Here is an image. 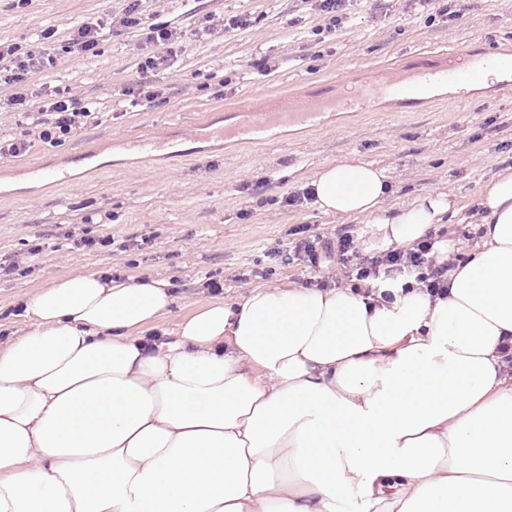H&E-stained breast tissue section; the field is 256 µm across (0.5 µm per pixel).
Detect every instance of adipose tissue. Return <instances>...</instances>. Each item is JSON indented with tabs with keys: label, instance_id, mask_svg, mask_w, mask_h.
I'll return each instance as SVG.
<instances>
[{
	"label": "adipose tissue",
	"instance_id": "1",
	"mask_svg": "<svg viewBox=\"0 0 512 512\" xmlns=\"http://www.w3.org/2000/svg\"><path fill=\"white\" fill-rule=\"evenodd\" d=\"M312 186L388 245L456 209L387 205L361 161ZM477 205L481 243L442 295L402 276L255 288L170 330L151 276L29 294L0 345V512H512V173Z\"/></svg>",
	"mask_w": 512,
	"mask_h": 512
}]
</instances>
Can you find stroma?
Segmentation results:
<instances>
[{"instance_id":"35a3bbf8","label":"stroma","mask_w":512,"mask_h":512,"mask_svg":"<svg viewBox=\"0 0 512 512\" xmlns=\"http://www.w3.org/2000/svg\"><path fill=\"white\" fill-rule=\"evenodd\" d=\"M122 0H0V44L28 47L42 29L52 65L32 71L19 90L30 111L47 93L69 91L98 102L101 114L61 144L31 133L25 114L7 111L17 88L0 85V138L27 136L31 146L0 174V308L72 274L149 275L170 284L176 303L167 325L213 299L252 288L313 282L293 257L306 237L357 236L362 256L383 246L366 218L330 216L312 202L287 205L320 169L363 161L390 178L389 204L426 191L455 197L458 212L432 238L466 256L480 242L476 201L497 174L512 169V84L478 86L468 96L445 92L402 107L385 97L377 109L328 111L323 128L273 130L260 145L185 140L194 124H234L243 100L268 106L317 81L384 76L417 66L421 53L497 47L512 56V0H448L441 15L430 0H349L346 16L326 30L314 0H142L141 25L113 24ZM228 20L225 29L208 17ZM165 22L191 31L172 67L143 71L154 51L145 27ZM100 24L94 51L70 46L73 28ZM268 61L259 75L254 65ZM150 84L160 96L130 108L124 89ZM158 135L176 153L150 162L128 139ZM67 166L62 185L29 169ZM112 237L108 247L85 238Z\"/></svg>"}]
</instances>
